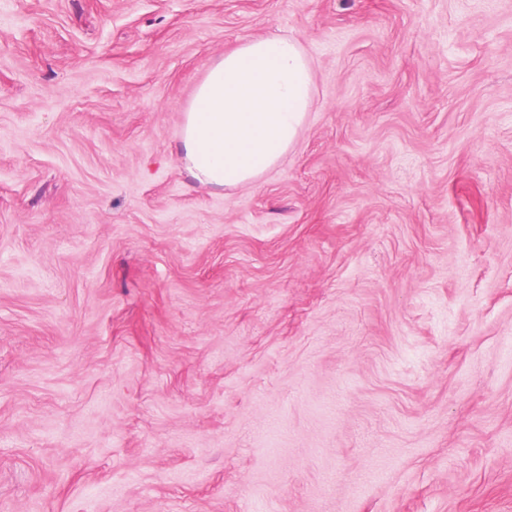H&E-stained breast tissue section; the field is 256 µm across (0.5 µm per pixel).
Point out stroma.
<instances>
[{"instance_id": "obj_1", "label": "stroma", "mask_w": 512, "mask_h": 512, "mask_svg": "<svg viewBox=\"0 0 512 512\" xmlns=\"http://www.w3.org/2000/svg\"><path fill=\"white\" fill-rule=\"evenodd\" d=\"M265 35L314 106L203 187ZM0 512H512V0H0ZM301 43L255 37L212 62L183 113L179 161L200 184L245 187L294 144L312 103Z\"/></svg>"}]
</instances>
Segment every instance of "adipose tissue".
Here are the masks:
<instances>
[{"label": "adipose tissue", "instance_id": "obj_1", "mask_svg": "<svg viewBox=\"0 0 512 512\" xmlns=\"http://www.w3.org/2000/svg\"><path fill=\"white\" fill-rule=\"evenodd\" d=\"M301 43L255 37L212 62L183 113L179 160L200 184L245 187L294 144L312 103Z\"/></svg>", "mask_w": 512, "mask_h": 512}]
</instances>
